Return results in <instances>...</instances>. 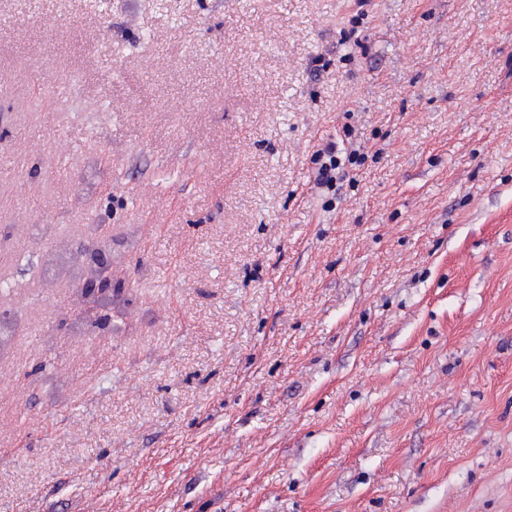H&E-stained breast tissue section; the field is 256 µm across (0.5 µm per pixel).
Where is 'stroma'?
<instances>
[{"instance_id": "1", "label": "stroma", "mask_w": 512, "mask_h": 512, "mask_svg": "<svg viewBox=\"0 0 512 512\" xmlns=\"http://www.w3.org/2000/svg\"><path fill=\"white\" fill-rule=\"evenodd\" d=\"M24 2L0 512H512V0ZM31 224L111 243V330ZM314 160L318 165L315 176L316 184L330 190L336 186V171L339 170L340 166L345 164L346 160L350 164H354L360 159L354 155H346L343 159L338 152L336 142H327L316 151Z\"/></svg>"}]
</instances>
